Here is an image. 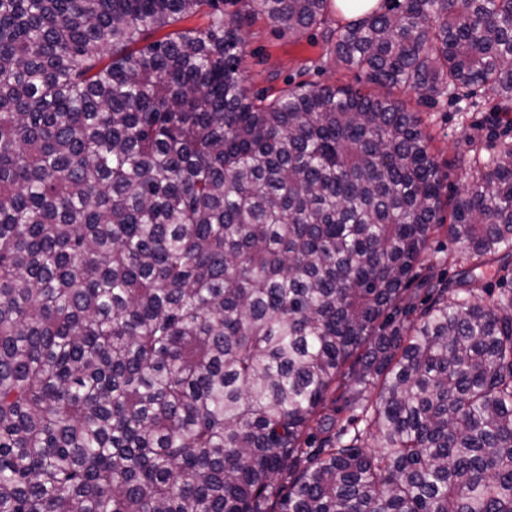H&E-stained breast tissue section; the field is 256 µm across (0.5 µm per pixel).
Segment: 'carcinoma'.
I'll use <instances>...</instances> for the list:
<instances>
[{"label": "carcinoma", "mask_w": 512, "mask_h": 512, "mask_svg": "<svg viewBox=\"0 0 512 512\" xmlns=\"http://www.w3.org/2000/svg\"><path fill=\"white\" fill-rule=\"evenodd\" d=\"M237 2L292 35L328 4ZM387 2L335 44L382 93L271 97L224 0H0V512H512V289L475 296L512 143L445 200L392 96L512 110V0ZM461 250V244L454 242L448 237L446 229L434 234L428 244L424 253V265H436V274L444 280V282H452L458 278L459 265H453L448 262H443L448 254H455ZM419 271L421 276L408 283V289L405 291L404 297L407 303L415 306L418 310H422L431 304L433 296L429 293L428 286L422 282L425 270Z\"/></svg>", "instance_id": "cac0c4a2"}]
</instances>
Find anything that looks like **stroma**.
I'll list each match as a JSON object with an SVG mask.
<instances>
[{
  "mask_svg": "<svg viewBox=\"0 0 512 512\" xmlns=\"http://www.w3.org/2000/svg\"><path fill=\"white\" fill-rule=\"evenodd\" d=\"M346 22V16L332 5L325 24L293 38L263 17L242 16V74L247 86L270 94L301 83L367 89L364 76L343 67L333 53L334 42L329 34ZM395 96L409 110L420 112L425 129L432 136L431 150L442 169L443 197H457L465 176L490 172L501 142H512V112L505 111L495 96L448 95L430 108L421 105V94L414 89L396 90ZM475 155L481 159L478 167L468 171L458 165V158Z\"/></svg>",
  "mask_w": 512,
  "mask_h": 512,
  "instance_id": "stroma-1",
  "label": "stroma"
}]
</instances>
